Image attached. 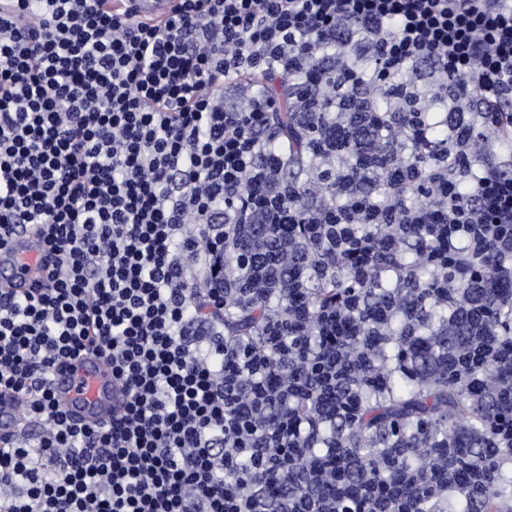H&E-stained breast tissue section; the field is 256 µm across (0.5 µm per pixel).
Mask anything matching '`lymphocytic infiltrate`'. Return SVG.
Listing matches in <instances>:
<instances>
[{"label": "lymphocytic infiltrate", "instance_id": "obj_1", "mask_svg": "<svg viewBox=\"0 0 512 512\" xmlns=\"http://www.w3.org/2000/svg\"><path fill=\"white\" fill-rule=\"evenodd\" d=\"M344 53L321 61L326 46ZM372 74H364V62ZM322 69L345 83L322 122L324 78L290 96L297 126H315L319 158L306 181L321 199L293 207L300 187L262 146L285 76ZM389 110L373 106L378 93ZM448 106V143L434 148L423 114ZM512 112V0H173L145 19L131 0H0V245L24 231L47 261L28 287H0V396L27 401L25 429L0 439V512H417L408 492L458 486L448 449L397 451L354 462L359 496L336 474V440L315 444L288 408L318 379L319 410L365 359L327 341L340 316L312 324L296 308L265 320L262 351L224 332V307L295 295L278 265L231 267L240 241L323 263L353 225L382 224L381 251L399 252L421 224L439 242L464 227L459 259L512 251V156L494 161L478 191L448 203V162L489 156L472 136L488 114ZM414 141L432 174L428 206L407 213L362 201L373 182L402 193L418 171L390 158L389 137ZM357 154L324 179L344 143ZM258 224L277 225L274 242ZM292 224L307 236L289 233ZM475 341L459 362L504 363L479 297L464 302ZM297 336L288 345L286 334ZM94 353L125 392L110 421L80 424L50 390L58 364ZM306 482L288 494L289 470ZM396 475L379 491L371 470ZM238 480L226 484V473Z\"/></svg>", "mask_w": 512, "mask_h": 512}]
</instances>
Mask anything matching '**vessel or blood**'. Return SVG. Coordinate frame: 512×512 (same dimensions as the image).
Listing matches in <instances>:
<instances>
[{"label":"vessel or blood","instance_id":"obj_1","mask_svg":"<svg viewBox=\"0 0 512 512\" xmlns=\"http://www.w3.org/2000/svg\"><path fill=\"white\" fill-rule=\"evenodd\" d=\"M40 244L35 235L16 236L6 258L0 259V283L26 286L39 271ZM55 399L78 422L103 423L111 420L112 409L123 399L112 370L99 356L87 354L64 361L50 382ZM24 409L20 401L0 403V437L17 438Z\"/></svg>","mask_w":512,"mask_h":512}]
</instances>
